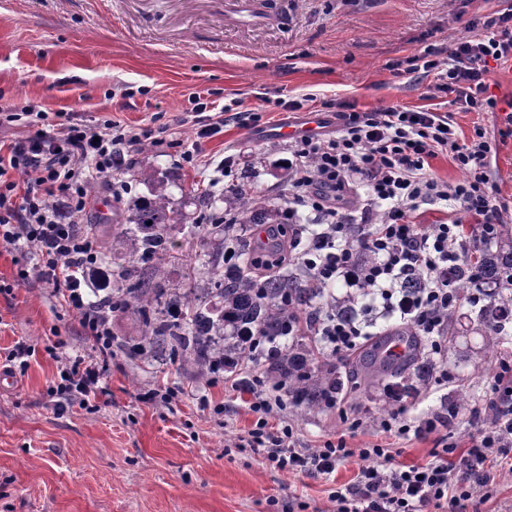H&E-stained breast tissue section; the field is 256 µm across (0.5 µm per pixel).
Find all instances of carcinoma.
Segmentation results:
<instances>
[{"mask_svg":"<svg viewBox=\"0 0 512 512\" xmlns=\"http://www.w3.org/2000/svg\"><path fill=\"white\" fill-rule=\"evenodd\" d=\"M169 187L159 181L150 187V197L138 205L127 231V245L119 254L98 251L100 258L116 269L112 308L137 315L144 326L141 341L130 351H166L175 362L195 364L205 377L219 364L251 361L250 338L260 334L283 343L271 358L263 382L284 389L291 401L309 409L329 406L344 390L336 365L308 349L288 344L284 332L288 319L318 314L354 317L357 300L335 298L317 287L293 262L282 260L264 276L254 271L260 255L232 224H203L211 244L198 264L206 288L166 287V266L173 257L164 227L171 221ZM202 203L212 210L226 206L239 211L242 224H277L278 212L253 185H231L220 195L208 192ZM233 245L240 254L236 266H224V247ZM512 271V226H498L491 242L474 241L473 250L444 272L448 283L461 292L471 288L476 277L486 289V300L477 310V321L487 348L512 330V288L503 278ZM390 338L406 344L401 361L381 355V342L371 341L352 361V366L370 378L396 388L398 394L414 392L416 384L430 373L432 362L424 355L422 336L414 324L388 329Z\"/></svg>","mask_w":512,"mask_h":512,"instance_id":"1","label":"carcinoma"}]
</instances>
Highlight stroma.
<instances>
[{"mask_svg": "<svg viewBox=\"0 0 512 512\" xmlns=\"http://www.w3.org/2000/svg\"><path fill=\"white\" fill-rule=\"evenodd\" d=\"M492 8L491 0H0V105L35 103L52 118L75 111L86 120L149 127L156 114L187 109L197 90H211L220 106L241 101L258 122L228 124L204 149L236 154L235 180L256 181L269 206L282 211L288 141L273 130L306 114L284 111L278 100L311 96L359 111L442 107L434 75L398 76L392 63L428 44L448 46L465 35L469 19ZM118 85L134 90L133 100L111 98ZM131 172L123 201L100 187L92 192L97 211L110 219L103 230L116 251L132 203L151 181L208 182L178 155L149 145ZM491 175L503 218L512 221V137L497 143ZM202 208L197 197H170L167 237L180 257L168 268L171 286L184 284L187 266L206 248L203 236L190 234ZM465 314L458 336L434 357L447 379L429 378L401 400L405 418L437 419L431 434L388 442L376 425L391 410L386 386L358 377L347 382L341 406L287 405L296 444L317 448L342 437L356 451L389 443L397 466L429 461L440 442L466 448L474 432L469 411L444 423L448 400L464 390L481 403L512 339L486 352L474 308ZM57 332L72 353H85L77 321L36 280L0 294V353L22 338L35 347L25 374L0 392V512H330V492L362 465L355 454L327 479L274 470L240 445L257 416L236 374L212 386L194 364L172 363L164 353L131 355L142 325L130 313L112 317L111 404L57 415L47 394L56 364L45 351ZM154 387L177 395L157 406L140 402V392ZM202 396L209 408L199 405ZM219 402L224 411L217 414ZM354 417L365 423L353 431Z\"/></svg>", "mask_w": 512, "mask_h": 512, "instance_id": "stroma-1", "label": "stroma"}]
</instances>
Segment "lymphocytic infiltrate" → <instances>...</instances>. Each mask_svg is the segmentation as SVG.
Returning <instances> with one entry per match:
<instances>
[{
	"instance_id": "obj_1",
	"label": "lymphocytic infiltrate",
	"mask_w": 512,
	"mask_h": 512,
	"mask_svg": "<svg viewBox=\"0 0 512 512\" xmlns=\"http://www.w3.org/2000/svg\"><path fill=\"white\" fill-rule=\"evenodd\" d=\"M466 30L447 51L427 47L408 57L406 72H436L437 92L448 95L458 111L497 113V136L480 124L462 136L447 112L398 104L370 111L341 106L337 135L305 136L288 146L283 215L291 221L304 212L310 219L304 241L290 243L296 263L318 284L341 283L347 295L371 288L381 301V316L416 324L431 337L435 352L442 349L448 308L478 306L484 292L477 282L459 294L442 276L462 257L466 226L419 224L414 216L423 207L445 204L471 218L481 236L493 237L502 208L489 158L496 138L512 137V111H500L489 83L495 66L512 62V0H498L492 13L473 17ZM189 101L190 110L149 128L73 116L48 125L33 105L19 114L0 110V119L9 123L29 118L26 135L0 143V246L32 251L35 259L33 269H18L13 282L1 283L0 293L37 277L76 319L92 351L86 358L71 355L62 339L48 347L60 378L49 391L57 413L110 395L104 365L112 357V304L102 294L107 278L90 229L91 182L122 199L131 187L120 174L146 144L177 150L187 166L212 170L214 187L233 171L234 155L216 157L202 149L205 140L223 132L224 110L202 92L191 93ZM187 124L195 130L189 144L178 136ZM440 156L455 165L460 179L435 176L431 162ZM360 248L374 254V261L361 262ZM412 277L421 286L405 291L402 284ZM369 328L358 320L319 317L290 322L288 333L315 336L324 355L340 358L369 338ZM250 393L249 407L258 419L247 442L275 469L320 477L352 455L362 459L355 480L332 491L335 512H468L501 470L512 471V358L500 359L485 406L470 410L476 430L469 447L443 446L423 465L396 466L392 448L355 452L342 439L319 448L295 447L291 425L268 428L269 417L285 408L282 397L256 386Z\"/></svg>"
}]
</instances>
